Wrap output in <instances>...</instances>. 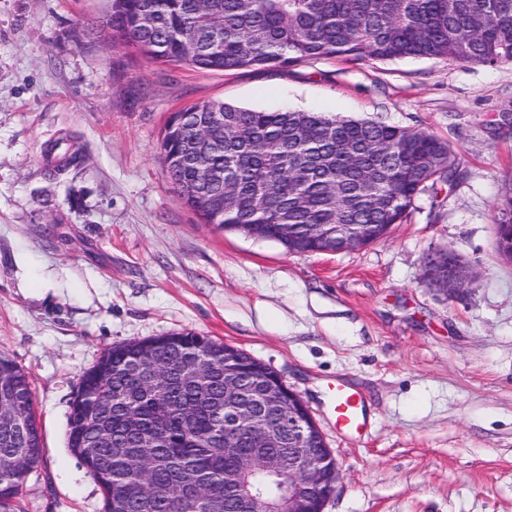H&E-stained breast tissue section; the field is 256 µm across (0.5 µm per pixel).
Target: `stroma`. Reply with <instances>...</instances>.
I'll return each instance as SVG.
<instances>
[{
    "mask_svg": "<svg viewBox=\"0 0 512 512\" xmlns=\"http://www.w3.org/2000/svg\"><path fill=\"white\" fill-rule=\"evenodd\" d=\"M106 5L0 0V352L30 378L43 448L19 512H103L68 446L79 381L108 347L190 330L305 401L342 468L324 512H512V261L494 223L512 185V63L203 72L114 44ZM203 100L425 131L460 175L419 194L386 240L293 254L177 196L161 138ZM443 248L471 275L455 296L425 277ZM335 383L361 393V432L337 426Z\"/></svg>",
    "mask_w": 512,
    "mask_h": 512,
    "instance_id": "35a3bbf8",
    "label": "stroma"
}]
</instances>
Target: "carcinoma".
<instances>
[{
    "mask_svg": "<svg viewBox=\"0 0 512 512\" xmlns=\"http://www.w3.org/2000/svg\"><path fill=\"white\" fill-rule=\"evenodd\" d=\"M112 37L121 46L162 63L206 71L286 67L318 58L353 60L448 58L496 66L512 63V0H110ZM186 120L166 130L161 158L176 190L224 197L214 224L241 231L257 225V237L293 241L300 251L321 248L320 224H361L377 235L407 217L417 194L452 184L459 158L432 134L383 123L316 112H266L213 101L185 109ZM224 113V123L211 116ZM213 143L207 156L213 181L181 162L194 132ZM499 253L512 261V185L496 203ZM157 372L190 361L207 371L205 388L178 387L181 411L170 416L155 405L135 373L139 342L106 349L81 378L72 403L68 444L98 481L105 512H172L170 498L204 484L224 497V473L244 456L260 457L248 482L279 499L288 472L277 467L288 446L255 448L249 429L233 432L229 447L211 443L212 431L228 423L240 404L256 414V429H275L280 415L265 398L269 374L254 358L237 353L242 391L224 393V344L189 331L164 336ZM95 393L110 405L112 447L88 444L101 418L81 394ZM0 394L25 408L30 427L0 424V457L22 453L21 463L0 469V512H17L25 478L42 457L34 393L26 373L0 353ZM148 430L164 420L165 444L141 465L132 457L127 423ZM149 485L152 503L138 497Z\"/></svg>",
    "mask_w": 512,
    "mask_h": 512,
    "instance_id": "obj_1",
    "label": "carcinoma"
}]
</instances>
